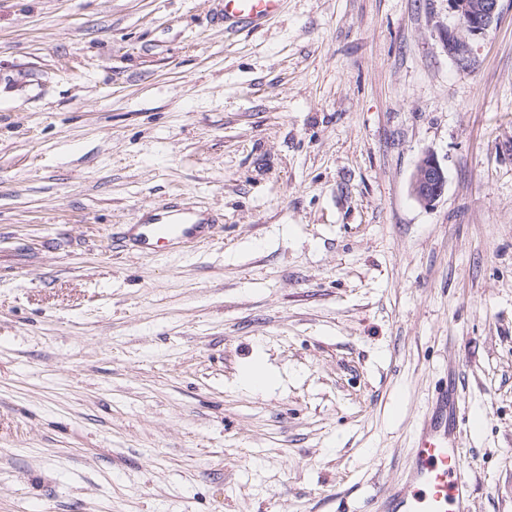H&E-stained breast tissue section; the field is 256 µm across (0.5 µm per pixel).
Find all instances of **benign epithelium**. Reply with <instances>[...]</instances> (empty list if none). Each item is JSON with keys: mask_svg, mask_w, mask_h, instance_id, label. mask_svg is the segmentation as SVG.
Here are the masks:
<instances>
[{"mask_svg": "<svg viewBox=\"0 0 512 512\" xmlns=\"http://www.w3.org/2000/svg\"><path fill=\"white\" fill-rule=\"evenodd\" d=\"M458 24L448 30V56L460 66L471 60L470 39L484 33L499 17L500 0H448ZM446 186L443 167L432 153L418 161L410 184L416 201L430 205L439 198Z\"/></svg>", "mask_w": 512, "mask_h": 512, "instance_id": "obj_1", "label": "benign epithelium"}]
</instances>
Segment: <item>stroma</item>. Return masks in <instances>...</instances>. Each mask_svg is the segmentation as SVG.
Here are the masks:
<instances>
[{
    "mask_svg": "<svg viewBox=\"0 0 512 512\" xmlns=\"http://www.w3.org/2000/svg\"><path fill=\"white\" fill-rule=\"evenodd\" d=\"M218 7L0 0V512H373L452 373L512 512V0L467 69L448 0ZM224 24L237 25L270 19L280 11L283 0H221ZM445 186V172L438 159L432 153L424 154L412 176L411 195L419 203L430 205L443 194ZM198 212L172 201L169 206L143 216L140 224H131L120 237L123 244H133L142 252H152L160 245L180 246L198 241L206 230L218 224V218L211 212L197 216ZM240 383L255 392H264L275 385L276 378L263 363L257 362L242 372Z\"/></svg>",
    "mask_w": 512,
    "mask_h": 512,
    "instance_id": "35a3bbf8",
    "label": "stroma"
}]
</instances>
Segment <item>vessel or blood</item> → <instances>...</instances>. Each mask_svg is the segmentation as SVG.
Returning <instances> with one entry per match:
<instances>
[{
	"instance_id": "obj_1",
	"label": "vessel or blood",
	"mask_w": 512,
	"mask_h": 512,
	"mask_svg": "<svg viewBox=\"0 0 512 512\" xmlns=\"http://www.w3.org/2000/svg\"><path fill=\"white\" fill-rule=\"evenodd\" d=\"M282 2L222 0L224 21L237 25L267 20L279 13ZM217 222L214 214L201 217L174 201L131 225L121 241L150 252L161 245L198 241ZM462 422L455 390L445 387L416 430L405 478L376 493L377 512H471L472 476L457 446Z\"/></svg>"
}]
</instances>
